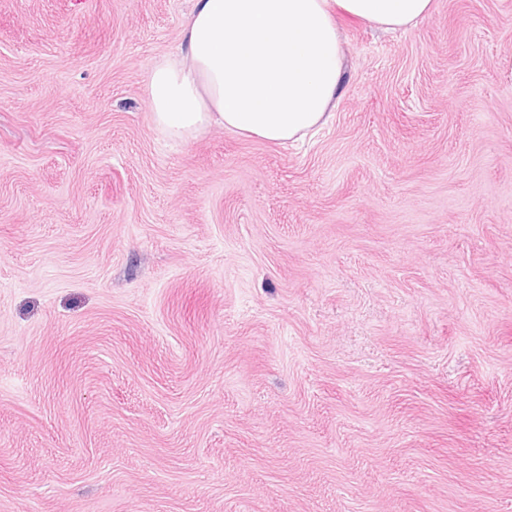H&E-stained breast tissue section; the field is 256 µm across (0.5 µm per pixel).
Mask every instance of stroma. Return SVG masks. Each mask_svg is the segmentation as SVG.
I'll return each instance as SVG.
<instances>
[{
  "instance_id": "obj_1",
  "label": "stroma",
  "mask_w": 512,
  "mask_h": 512,
  "mask_svg": "<svg viewBox=\"0 0 512 512\" xmlns=\"http://www.w3.org/2000/svg\"><path fill=\"white\" fill-rule=\"evenodd\" d=\"M434 4L281 147L155 128L191 0H0V512H512V0Z\"/></svg>"
}]
</instances>
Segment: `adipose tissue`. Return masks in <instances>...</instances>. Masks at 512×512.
Returning a JSON list of instances; mask_svg holds the SVG:
<instances>
[{"mask_svg":"<svg viewBox=\"0 0 512 512\" xmlns=\"http://www.w3.org/2000/svg\"><path fill=\"white\" fill-rule=\"evenodd\" d=\"M433 0H193L177 53L146 91L155 126L187 139L212 125L284 145L334 116L344 81L338 15L382 31L416 26Z\"/></svg>","mask_w":512,"mask_h":512,"instance_id":"1","label":"adipose tissue"}]
</instances>
